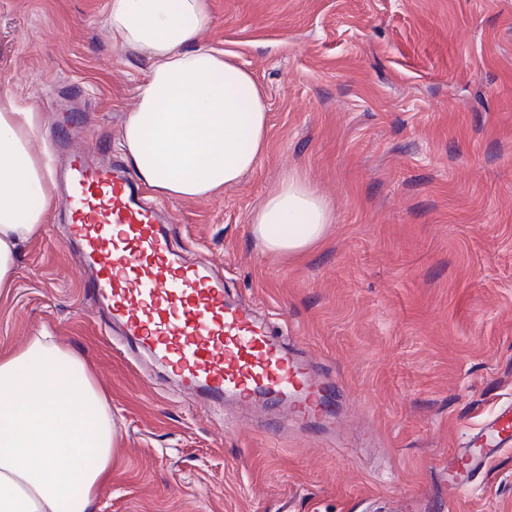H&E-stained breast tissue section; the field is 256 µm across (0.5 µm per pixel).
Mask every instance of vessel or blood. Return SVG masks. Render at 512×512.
I'll return each mask as SVG.
<instances>
[{"label": "vessel or blood", "mask_w": 512, "mask_h": 512, "mask_svg": "<svg viewBox=\"0 0 512 512\" xmlns=\"http://www.w3.org/2000/svg\"><path fill=\"white\" fill-rule=\"evenodd\" d=\"M63 116L53 138L64 155V242L76 247L82 288L124 341L162 362L189 394L241 406L285 408L321 428L336 416L338 384L281 343L255 311L233 301L204 261L182 262L165 219L147 204L116 161L73 144ZM512 449V403L498 406L452 449L440 475L456 501L503 452Z\"/></svg>", "instance_id": "obj_1"}]
</instances>
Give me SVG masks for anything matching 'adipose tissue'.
I'll return each instance as SVG.
<instances>
[{"label": "adipose tissue", "mask_w": 512, "mask_h": 512, "mask_svg": "<svg viewBox=\"0 0 512 512\" xmlns=\"http://www.w3.org/2000/svg\"><path fill=\"white\" fill-rule=\"evenodd\" d=\"M106 25L147 61L120 143L152 193L200 198L235 184L267 147L268 108L253 74L198 43L207 0H108ZM45 118L0 93V290L12 288L19 245L53 206L47 162L33 150ZM333 214L308 181L290 176L254 212L262 252L295 256ZM117 425L106 396L74 353L50 336L0 353V512H93L112 471Z\"/></svg>", "instance_id": "1"}]
</instances>
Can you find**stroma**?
<instances>
[{"instance_id": "35a3bbf8", "label": "stroma", "mask_w": 512, "mask_h": 512, "mask_svg": "<svg viewBox=\"0 0 512 512\" xmlns=\"http://www.w3.org/2000/svg\"><path fill=\"white\" fill-rule=\"evenodd\" d=\"M200 43L250 70L267 150L204 199L157 197L184 258H209L341 383L315 437L282 412L185 396L107 334L62 242L60 209L0 294V350L49 332L81 354L119 437L94 512H402L443 502L439 468L512 398V0H209ZM108 0H0V91L46 117L79 102L119 153L144 76ZM334 214L300 256L262 253L251 219L287 176ZM452 512H512V451Z\"/></svg>"}]
</instances>
